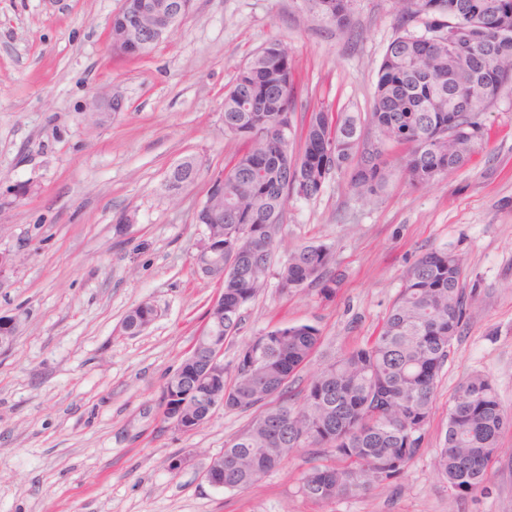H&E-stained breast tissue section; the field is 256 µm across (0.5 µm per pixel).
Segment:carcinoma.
Masks as SVG:
<instances>
[{"label": "carcinoma", "instance_id": "obj_1", "mask_svg": "<svg viewBox=\"0 0 512 512\" xmlns=\"http://www.w3.org/2000/svg\"><path fill=\"white\" fill-rule=\"evenodd\" d=\"M308 3L337 29L349 28L351 0ZM399 4L402 26L420 16L428 22L425 35L407 31L385 50L369 113L372 137L364 136L356 117L328 107L294 124L296 88L282 46L276 54L257 52L224 97V136L240 148L224 168L206 172L224 182V214L207 204L195 216L205 226L202 241L223 263L214 281L224 310L211 308L208 318L211 325H224V337L239 334L246 305L271 276L286 294L313 285L323 293L336 288L331 250L323 244L298 246L274 265L290 196L316 197L330 174L346 165L350 187L361 196L383 190L392 167L410 185L423 186L459 171L485 143L487 128L476 113L488 95L512 88V0ZM112 51L141 56L149 49L116 22ZM454 93L472 96L471 109L448 113V95ZM288 137L300 140L295 156L288 152ZM373 138L380 148L365 164L361 155ZM464 281L459 254L421 255L378 333L324 367L298 402L289 387L319 346L312 325L263 330L240 349L234 365H213L211 371L229 380L224 409L252 414L210 465L223 488L245 491L299 450L317 460L299 483L300 493L316 501L400 479L424 453L438 379L475 301ZM153 313L150 303L138 305L127 314L124 330H144ZM205 369L193 352L178 367L194 377ZM213 395L210 384L196 388L180 432L198 428L196 418L209 411ZM511 425L491 381L478 372L468 375L453 397L434 456L438 475L452 491L462 496L483 487L502 431Z\"/></svg>", "mask_w": 512, "mask_h": 512}]
</instances>
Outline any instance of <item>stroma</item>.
I'll list each match as a JSON object with an SVG mask.
<instances>
[{"label":"stroma","instance_id":"stroma-1","mask_svg":"<svg viewBox=\"0 0 512 512\" xmlns=\"http://www.w3.org/2000/svg\"><path fill=\"white\" fill-rule=\"evenodd\" d=\"M122 0H0V315L19 319L0 351V512H512V427L489 479L453 496L433 457L457 385L486 375L512 413V90L486 117L488 139L446 179L386 187L361 197L349 173H332L319 196L288 202L277 250L330 247L341 280L284 295L275 283L244 310L224 361L277 325L309 324L321 345L291 385L380 329L423 253L465 260L475 303L443 370L425 453L395 482L330 502L298 491L301 451L246 491L211 486L204 473L249 415L217 410L183 434L163 420L166 380L190 353L218 285L193 255L206 179L166 188L177 162L224 166V96L239 69L272 41L288 50L296 117L320 107L367 123L378 67L402 28L397 0H352L340 33L305 0H193L189 14L147 55L114 54L108 28ZM124 106L88 125L93 97ZM31 194L15 199L18 186ZM157 316L142 332L122 321L140 303ZM177 456L187 463L172 471Z\"/></svg>","mask_w":512,"mask_h":512}]
</instances>
